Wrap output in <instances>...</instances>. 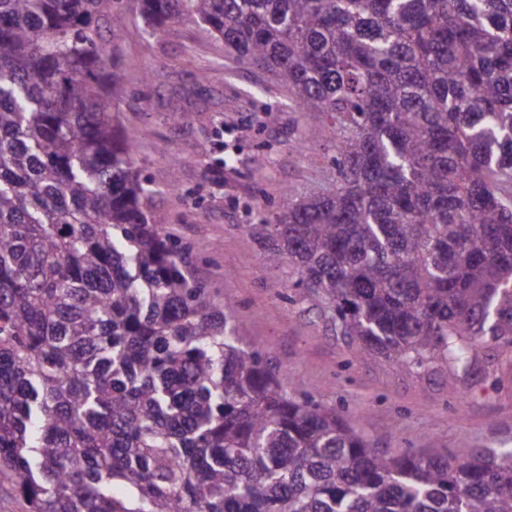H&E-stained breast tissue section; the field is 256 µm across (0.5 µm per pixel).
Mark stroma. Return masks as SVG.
Wrapping results in <instances>:
<instances>
[{"mask_svg":"<svg viewBox=\"0 0 512 512\" xmlns=\"http://www.w3.org/2000/svg\"><path fill=\"white\" fill-rule=\"evenodd\" d=\"M120 16V40L111 19L100 23L101 44L116 49L124 75L120 121L136 134L167 232L192 247L196 274L234 309L242 346L268 353L288 392L336 408L380 451L427 448L452 462L512 452L511 354L485 343L453 375L438 362L412 371L358 356L313 303L288 300L291 267L269 265L248 232L284 190L335 186V139L307 136L319 118L300 112L268 73L225 54L204 25L178 22L150 38L140 0H123ZM175 112L188 121L173 124ZM174 158L176 194L168 190ZM224 162L226 181L215 183L210 173Z\"/></svg>","mask_w":512,"mask_h":512,"instance_id":"obj_1","label":"stroma"}]
</instances>
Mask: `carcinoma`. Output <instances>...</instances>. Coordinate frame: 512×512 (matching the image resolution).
<instances>
[{"instance_id":"1","label":"carcinoma","mask_w":512,"mask_h":512,"mask_svg":"<svg viewBox=\"0 0 512 512\" xmlns=\"http://www.w3.org/2000/svg\"><path fill=\"white\" fill-rule=\"evenodd\" d=\"M0 0V481L26 512H512V453L384 454L290 395L153 209L99 22ZM269 73L336 187L247 229L359 354L512 349V0H141Z\"/></svg>"}]
</instances>
